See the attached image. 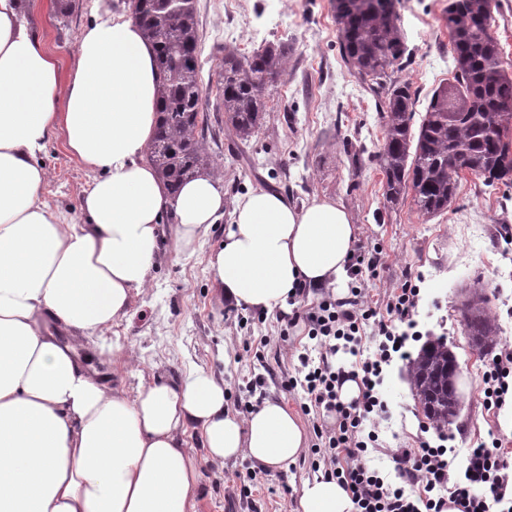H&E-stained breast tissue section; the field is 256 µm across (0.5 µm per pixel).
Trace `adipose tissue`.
Listing matches in <instances>:
<instances>
[{"label":"adipose tissue","mask_w":512,"mask_h":512,"mask_svg":"<svg viewBox=\"0 0 512 512\" xmlns=\"http://www.w3.org/2000/svg\"><path fill=\"white\" fill-rule=\"evenodd\" d=\"M27 6L0 0V512H197L202 461L287 470L305 446L298 415L269 398L239 417L202 367L151 374L131 395L82 349L149 283L165 218L185 249L230 216L209 258L213 283L220 299L263 311L285 307L296 284H339L359 228L333 200L297 206L256 189L226 201L212 171L170 194L148 159L156 51L129 7L96 0L64 75ZM56 135L94 173L72 211L40 196L38 155ZM192 431L201 450L188 446ZM300 506L353 508L321 477L303 485Z\"/></svg>","instance_id":"obj_1"}]
</instances>
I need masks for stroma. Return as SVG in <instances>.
Instances as JSON below:
<instances>
[{
  "instance_id": "stroma-1",
  "label": "stroma",
  "mask_w": 512,
  "mask_h": 512,
  "mask_svg": "<svg viewBox=\"0 0 512 512\" xmlns=\"http://www.w3.org/2000/svg\"><path fill=\"white\" fill-rule=\"evenodd\" d=\"M69 17L58 13V0H30L26 13L47 49L69 70L76 36L95 18L94 0H78ZM400 29L408 60L396 77L415 94L412 128H419L429 100L454 69L446 26L448 0H398ZM200 24V79L208 123L217 139L207 142L211 170L224 177L228 198L252 188L278 192L295 205L312 198L343 204L358 224L359 244L379 254L377 270L365 275L366 293L385 305L406 273L421 275L415 318L421 332L444 339L459 363L461 407L448 433L454 438L453 467L462 471L468 449L498 439L512 461V439L504 438L496 411L483 405L486 359L472 346L463 325L461 304L467 290L482 289L498 331L496 349L512 346V243L499 236L512 225V186L484 185L464 175L456 201L437 215H422L412 195L387 203L385 178L376 155L383 142L384 120L377 97L349 71L339 47L334 0H197ZM288 47L284 75L265 92L266 112L249 141L238 140L224 126L216 108L217 79L225 49L250 55L269 43ZM48 172L42 189L51 207L74 209L93 174L65 148L62 138L48 141L39 155ZM224 240L223 224L211 225L192 248L175 249L165 241L148 286L133 294L127 317L94 340L95 348L132 350L130 362L98 363L106 381L135 392L141 373L180 378L198 366L222 377L232 409L269 397L283 399L307 431V451L288 470L261 471L246 481L249 461H205L199 512H301L305 481L314 479L311 451L314 426L332 424L325 411L304 412L305 394L288 382L300 355L318 356L304 325L285 329L281 309L227 310L215 294L208 256ZM256 392L246 385L255 376ZM381 395L386 403L376 415L379 448L370 463L392 471L391 451L415 446L427 419L401 362L387 367Z\"/></svg>"
}]
</instances>
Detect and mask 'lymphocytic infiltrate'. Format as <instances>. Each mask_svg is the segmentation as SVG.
<instances>
[{
    "instance_id": "lymphocytic-infiltrate-1",
    "label": "lymphocytic infiltrate",
    "mask_w": 512,
    "mask_h": 512,
    "mask_svg": "<svg viewBox=\"0 0 512 512\" xmlns=\"http://www.w3.org/2000/svg\"><path fill=\"white\" fill-rule=\"evenodd\" d=\"M378 256L354 253L349 264L351 278L346 296L328 293L307 303L305 288H296L288 298L294 310L285 316L287 327L304 324L310 339L321 351L317 358L302 356L299 384L315 407L333 415L330 428L315 427L314 433L329 460L326 479L337 481L349 494L354 512H512L505 491L512 481V464L500 446L479 445L469 449L461 478H451L452 460L445 446H431L419 440L417 447L392 451L397 480H390L371 468L366 457L378 440L376 431H365L369 414L384 410L377 394L385 365L398 360L411 363L406 349L409 331L415 328L414 316L420 289L412 278L389 295L385 308L368 299L364 288L365 270L377 268ZM379 336L373 355L362 356L361 343L366 333ZM354 356L351 367L335 365L338 352ZM512 375V351L501 350L486 362L483 374V403L487 409L502 405L506 379ZM356 381L360 395L351 402L340 396L342 385Z\"/></svg>"
}]
</instances>
